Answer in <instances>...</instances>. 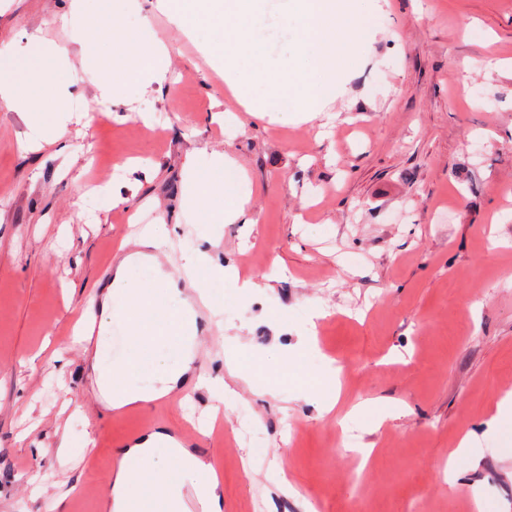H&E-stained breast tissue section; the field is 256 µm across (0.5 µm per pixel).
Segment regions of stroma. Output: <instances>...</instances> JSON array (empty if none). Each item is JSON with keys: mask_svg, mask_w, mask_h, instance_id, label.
<instances>
[{"mask_svg": "<svg viewBox=\"0 0 512 512\" xmlns=\"http://www.w3.org/2000/svg\"><path fill=\"white\" fill-rule=\"evenodd\" d=\"M128 23L164 41L171 80L101 96L72 34V0H0V55L31 34L70 52L69 98L94 121L66 144L24 153L23 117L0 108V512H99L118 447L146 429L177 431L218 408L224 438L192 444L216 464L223 512H512V454L481 436L457 485L445 474L461 435L512 390V0H388L375 41L331 111L304 123L211 120L224 83L202 51L140 0ZM121 120H114V113ZM151 114L144 124L143 114ZM233 157L257 223L181 226L158 255L182 264V239L206 237L246 295L210 296L196 368L227 377L224 351L253 375L239 395L202 388L110 413L89 388L73 327L134 250L126 217L174 220L187 163ZM110 175L91 188L102 169ZM281 257L286 276H273ZM325 317L309 324L314 308ZM316 331L318 347L298 341ZM295 358L298 373L281 370ZM356 368L335 409L315 379L326 359ZM380 397L408 404L385 417ZM365 402L361 412L353 405ZM372 444L363 462L354 444ZM287 480L293 497L275 485Z\"/></svg>", "mask_w": 512, "mask_h": 512, "instance_id": "1", "label": "stroma"}]
</instances>
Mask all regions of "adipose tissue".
I'll return each instance as SVG.
<instances>
[{
  "label": "adipose tissue",
  "mask_w": 512,
  "mask_h": 512,
  "mask_svg": "<svg viewBox=\"0 0 512 512\" xmlns=\"http://www.w3.org/2000/svg\"><path fill=\"white\" fill-rule=\"evenodd\" d=\"M83 28L96 32L95 40L80 41L82 62L102 89L119 93L125 82L136 79L148 88L165 82L169 51L160 40H150L140 30L124 26L115 11L114 0H73ZM64 49L45 44L39 36L29 38V49L19 59L0 57V105L33 114L54 107L61 117L50 132L51 141L69 134L68 101L60 94L66 82ZM236 162L226 154H215L208 170L188 165L181 217L196 224H244L254 222L249 196L240 194L235 181L224 178V171ZM161 225H146L136 236L138 252L120 260L114 274L97 296L100 330H107L114 318L127 326L128 346L133 358L107 364L102 355L103 341H92L90 333L78 331L75 341L83 347L106 410L148 404L176 390L198 388L204 375L195 373L193 362L200 329L197 313L185 288H198L201 281L217 276H234V267L215 265L207 252L187 247L182 268L187 282L173 274H163V292H156L132 278V269L157 264L152 248L159 245ZM142 453L147 458L145 480L150 491L160 492L169 512H184V484H191L204 512H222L223 489L213 467L194 449L157 429L136 445L121 448L120 459Z\"/></svg>",
  "instance_id": "adipose-tissue-1"
}]
</instances>
